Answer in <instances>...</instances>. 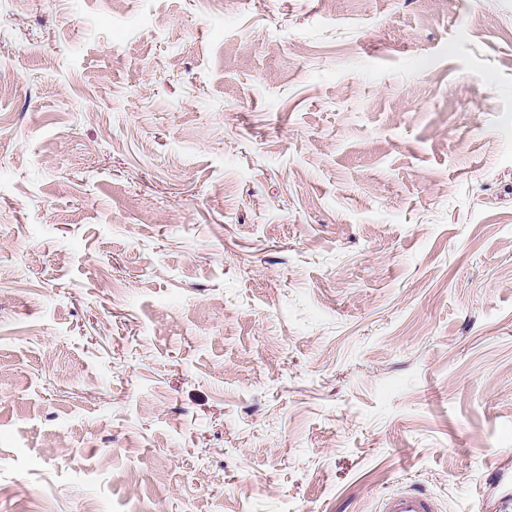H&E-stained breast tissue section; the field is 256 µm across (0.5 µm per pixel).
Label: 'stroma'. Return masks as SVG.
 Returning a JSON list of instances; mask_svg holds the SVG:
<instances>
[{
    "label": "stroma",
    "instance_id": "35a3bbf8",
    "mask_svg": "<svg viewBox=\"0 0 512 512\" xmlns=\"http://www.w3.org/2000/svg\"><path fill=\"white\" fill-rule=\"evenodd\" d=\"M512 0H0V512H499ZM431 498L416 491H400L386 496L381 504V512H435Z\"/></svg>",
    "mask_w": 512,
    "mask_h": 512
}]
</instances>
